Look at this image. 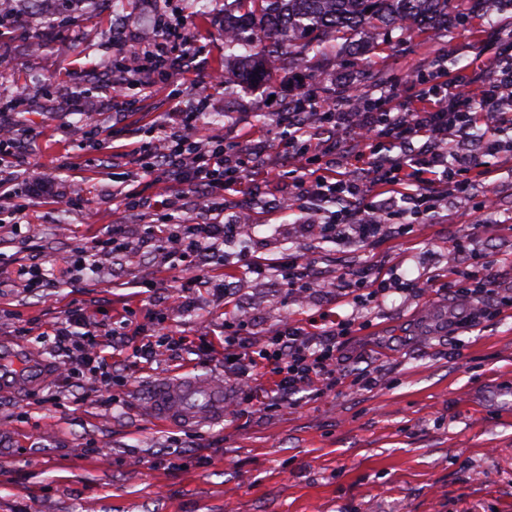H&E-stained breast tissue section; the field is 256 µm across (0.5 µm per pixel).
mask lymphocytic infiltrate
<instances>
[{
	"mask_svg": "<svg viewBox=\"0 0 512 512\" xmlns=\"http://www.w3.org/2000/svg\"><path fill=\"white\" fill-rule=\"evenodd\" d=\"M154 66H189L195 55L191 36L165 29L156 22ZM482 61L467 76L452 80L443 57L433 62L440 89H415L405 100L394 91L414 75L394 78L379 88L382 104H362L353 112H310L304 100H295L282 119L288 138L281 149L287 169L276 179H288L293 193L274 200L275 208L300 215L302 223L318 227L322 238L366 245L384 233L410 231L419 217L437 212L445 200H468L489 170V158L500 157L498 127L512 125V44L502 40L499 28H490L482 41ZM201 113L176 112L161 124L159 136L148 143H131L122 155L139 165L155 182L186 186L187 194L154 203L134 191L125 194L132 209L161 207L176 216L178 232L159 236L147 227L157 251L185 263L193 280L200 281L214 258L222 255L229 238L241 231V217L224 211L237 194L247 191L255 162L250 154L220 137L195 140ZM358 151L344 168L320 164L321 155L337 151L340 141ZM468 266L458 295L477 309L494 305L512 308V289L501 287L493 265L478 251H468ZM278 266L288 274L289 291L305 294L327 287L315 275L314 256L292 252ZM337 298L360 303L389 291L425 293L431 279L388 278L383 272L367 277L340 273ZM356 317L328 316L322 322L287 321L251 343L244 323L224 325L226 368L239 393L255 396L260 380H268L267 398L288 400L303 391L321 392L342 383L336 369V340L352 335ZM55 352L67 361L70 378L106 375L109 363L102 347L119 346L128 334L126 319L104 324L80 305H72L64 322L52 327Z\"/></svg>",
	"mask_w": 512,
	"mask_h": 512,
	"instance_id": "f902f5d3",
	"label": "lymphocytic infiltrate"
}]
</instances>
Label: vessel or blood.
I'll list each match as a JSON object with an SVG mask.
<instances>
[{
    "instance_id": "1",
    "label": "vessel or blood",
    "mask_w": 512,
    "mask_h": 512,
    "mask_svg": "<svg viewBox=\"0 0 512 512\" xmlns=\"http://www.w3.org/2000/svg\"><path fill=\"white\" fill-rule=\"evenodd\" d=\"M48 365L38 355L0 347V388H32L46 380ZM224 407L222 386L200 381L162 383L151 395V414L190 424L217 417Z\"/></svg>"
}]
</instances>
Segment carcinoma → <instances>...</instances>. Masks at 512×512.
<instances>
[{
    "instance_id": "1",
    "label": "carcinoma",
    "mask_w": 512,
    "mask_h": 512,
    "mask_svg": "<svg viewBox=\"0 0 512 512\" xmlns=\"http://www.w3.org/2000/svg\"><path fill=\"white\" fill-rule=\"evenodd\" d=\"M452 0H224V52L242 50L241 78L270 77L266 58L251 52L262 37L271 54L299 61L317 47L343 40L353 43L381 27L435 28L448 23Z\"/></svg>"
}]
</instances>
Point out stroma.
I'll use <instances>...</instances> for the list:
<instances>
[{"label": "stroma", "mask_w": 512, "mask_h": 512, "mask_svg": "<svg viewBox=\"0 0 512 512\" xmlns=\"http://www.w3.org/2000/svg\"><path fill=\"white\" fill-rule=\"evenodd\" d=\"M207 31L190 68L133 75L156 19L194 32L191 0H0V113L19 112L21 154L1 159L13 168V191L27 209L19 227L0 228V341L47 360L52 372L30 391L0 389V512H512V309L476 316L472 303L446 283L461 259L455 237L491 260L502 286L512 287V171L499 170L468 202L440 210L409 234L389 233L369 245L321 239L316 230L267 205L289 194L273 179L287 168L278 152L287 126L279 114L300 94L344 109L348 96L387 77L448 55V74L477 64L488 20L505 22L512 8L464 0L447 26L425 35L379 30L365 45L326 46L301 64L271 58V80L238 82L239 59L224 55V0H210ZM223 71L224 84L211 80ZM124 82L123 99L111 84ZM202 110L198 138L211 135L241 149L260 150V197L241 196L233 211L247 215V250L227 245L230 263L213 273L237 287L236 316L255 336L283 318L321 320L324 313L357 314L364 327L339 339L337 370L343 390L305 392L302 399L243 403L224 371V303L205 292L189 302L177 295L186 271L164 260L143 234L166 224L162 212L128 210L122 193L137 187L160 201L182 185L154 184L137 166L112 156L132 133L148 134L171 112ZM52 180L67 209L29 194ZM496 207L481 210L484 196ZM132 242L124 256H99L90 274L66 263L113 225ZM311 254L333 279L347 269H394L425 276L423 297L392 291L364 307L337 302L331 291L307 298L288 294L276 267L285 253ZM265 264L264 277L249 273ZM40 265L49 283L23 288L18 272ZM100 321L127 313L145 324L163 313L164 332L183 337L179 357L155 364L137 358L135 344L109 361L125 385L63 386L60 356L43 334L72 302ZM214 345L200 352L201 339ZM377 384L353 388L359 373ZM184 378L223 384L236 413L199 427L154 420L147 404L154 384Z\"/></svg>", "instance_id": "35a3bbf8"}]
</instances>
